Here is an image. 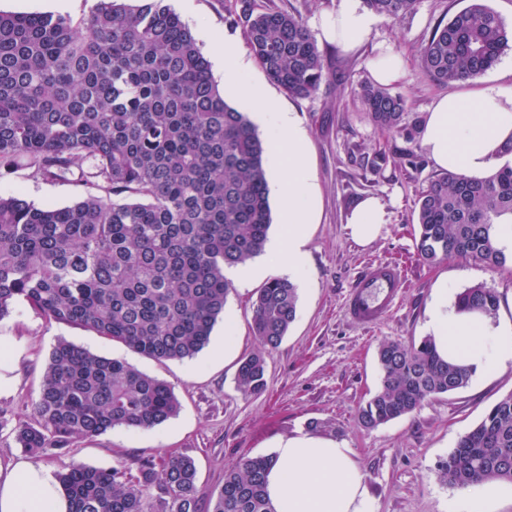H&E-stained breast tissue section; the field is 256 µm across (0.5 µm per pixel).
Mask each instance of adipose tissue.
Returning <instances> with one entry per match:
<instances>
[{
  "label": "adipose tissue",
  "mask_w": 512,
  "mask_h": 512,
  "mask_svg": "<svg viewBox=\"0 0 512 512\" xmlns=\"http://www.w3.org/2000/svg\"><path fill=\"white\" fill-rule=\"evenodd\" d=\"M379 22L361 0H341L336 11L321 15L320 36L352 53ZM221 55L225 90L251 101L253 119L268 135L283 226L268 261L241 270L239 276L248 280L285 273L302 279L307 226L317 202L307 164L308 135L294 111L281 109L263 85L248 79L249 65L237 49L222 47ZM421 145L439 170L469 177L488 174L504 157L512 158V90L486 84L438 98L423 120ZM387 222L388 213L376 196L360 201L348 219L352 238L361 244L376 239ZM427 326L443 355L474 370L512 359V321L495 322L450 304L447 283L437 287ZM271 457L266 491L275 512H372L352 449L301 431L278 443ZM0 512H68V501L49 470L18 461L0 468Z\"/></svg>",
  "instance_id": "1"
}]
</instances>
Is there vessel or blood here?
I'll return each mask as SVG.
<instances>
[{
    "label": "vessel or blood",
    "mask_w": 512,
    "mask_h": 512,
    "mask_svg": "<svg viewBox=\"0 0 512 512\" xmlns=\"http://www.w3.org/2000/svg\"><path fill=\"white\" fill-rule=\"evenodd\" d=\"M404 286L400 270L392 265L368 266L352 283L343 311L352 323L372 327L396 307Z\"/></svg>",
    "instance_id": "b4317fda"
}]
</instances>
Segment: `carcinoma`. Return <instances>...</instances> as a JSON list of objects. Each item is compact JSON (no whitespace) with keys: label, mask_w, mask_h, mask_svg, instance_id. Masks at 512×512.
<instances>
[{"label":"carcinoma","mask_w":512,"mask_h":512,"mask_svg":"<svg viewBox=\"0 0 512 512\" xmlns=\"http://www.w3.org/2000/svg\"><path fill=\"white\" fill-rule=\"evenodd\" d=\"M363 3L395 20L417 0ZM239 19L275 84L291 97L317 93L328 64L299 12L240 0ZM508 48L512 28L484 0H471L435 27L421 48L420 72L437 85L463 82L491 69ZM361 99L375 125L405 130L400 96L371 84ZM19 167L46 180H66L77 169L92 192L65 207L0 194V320L23 304L158 362L197 356L232 292L224 269L265 248L266 147L247 112L224 101L196 37L164 0H97L79 21L0 12V174ZM505 215H512L511 162L484 178L440 175L418 197V256L428 264L464 258L506 268L512 259L493 237ZM456 302L490 319L499 307L483 285ZM297 303L287 278L257 291L253 333L262 347L281 343ZM377 357L380 386L358 416L366 429L467 386L474 373L444 359L430 338L409 347L386 342ZM237 382L245 394L265 391L261 355L242 360ZM179 407L166 382L61 340L34 402L40 425L18 426L15 439L59 459L69 512H200L204 499L212 512H274L265 491L268 456L241 457L209 496L187 456L143 460L134 473L64 460L75 439L154 429ZM439 477L460 489L512 483V394L460 437Z\"/></svg>","instance_id":"carcinoma-1"}]
</instances>
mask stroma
Segmentation results:
<instances>
[{"instance_id":"stroma-1","label":"stroma","mask_w":512,"mask_h":512,"mask_svg":"<svg viewBox=\"0 0 512 512\" xmlns=\"http://www.w3.org/2000/svg\"><path fill=\"white\" fill-rule=\"evenodd\" d=\"M96 0H0V11L61 13L78 20ZM193 31L205 55L213 48L207 32L223 35L232 48L246 49L235 0H166ZM468 0H418L415 10L396 20H381L365 49L354 55L319 42L330 66L318 93L294 98L271 82L260 65L249 76L265 85L282 105L292 107L310 137V166L319 196V216L310 225L305 244L309 277L299 285L297 317L280 345L260 348L253 331L252 304L263 279L235 281L224 312L235 322V339L226 342L223 323H216L209 344L193 359L158 362L121 344L72 325L50 322L26 306H15L0 320V336L15 344L18 355L14 382L0 392V466L19 459L58 471L49 455L26 454L13 436L20 423L35 422L32 404L38 396L49 354L62 339L92 352L126 360L142 372L167 382L178 398L179 413L147 431L112 429L74 442L67 459L98 468H136L139 460H163L179 454L194 459L198 483L219 488L224 471L243 456L270 455L276 442L309 432L352 448L366 477L375 512H461L464 492L440 481L437 465L459 438L478 425L503 397L512 393V363L476 372L469 384L452 393L424 400L414 412L375 429L358 420L361 404L380 379L377 350L382 343L411 345L428 337V312L438 280L448 282L449 297L481 284L499 300V316L512 314V269H492L469 259L427 264L416 252L415 230L419 193L439 171L419 140L384 131L365 114L359 92L372 77L368 59L374 48L400 53L406 63L402 81L391 85L407 104L409 123L423 121L442 95L493 83L512 87V49L484 74L458 83L436 85L419 70L421 47L436 24L465 8ZM386 161L375 164L378 153ZM88 191L77 176L50 181L18 168L0 177V193H17L36 206L63 207ZM382 198L390 220L380 236L361 246L349 234L347 219L366 195ZM372 264L397 266L405 286L394 313L373 329L349 322L343 298L354 277ZM262 352L267 389L245 395L236 383L241 360Z\"/></svg>"}]
</instances>
